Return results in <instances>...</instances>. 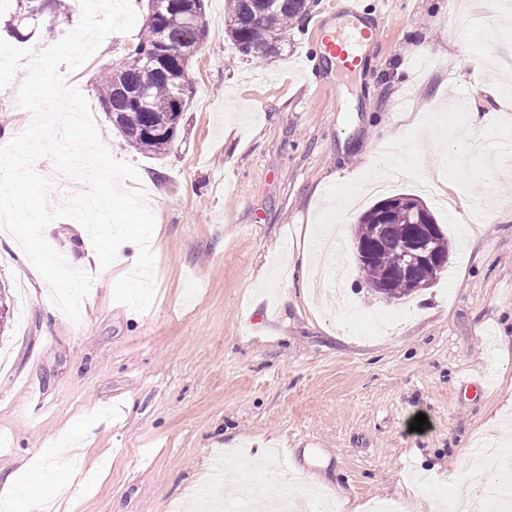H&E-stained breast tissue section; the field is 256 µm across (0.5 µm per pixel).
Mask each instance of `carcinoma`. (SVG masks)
<instances>
[{
  "mask_svg": "<svg viewBox=\"0 0 512 512\" xmlns=\"http://www.w3.org/2000/svg\"><path fill=\"white\" fill-rule=\"evenodd\" d=\"M21 19L38 20L45 13H65L74 7L76 0H16ZM192 3L205 8L204 0H173L167 10L158 15H146L138 42L125 54L120 70H111L100 79L99 101L112 126L126 139L130 147L140 154L158 157L171 148L172 139L152 136L151 129L162 128L168 120L174 98L183 95L189 101L193 93L189 70L193 57L206 35L186 18L183 4ZM314 6L312 0H226L225 26L227 35L236 52L247 58L263 59L279 52L286 41L288 27L301 22ZM170 45L172 55L166 66L147 67L145 51L156 46L158 37ZM185 75L187 91L180 87L173 76ZM146 87L147 103L136 105L126 92ZM419 200L409 195H399L391 200L392 208L388 223L391 235L399 239L408 225L417 219ZM375 208H370L358 218L355 239L369 237L370 224L374 223ZM398 265L394 248L375 253L359 264L366 281L376 283ZM439 273L430 269L416 278L392 279L390 292L398 297L409 296L415 291L433 284Z\"/></svg>",
  "mask_w": 512,
  "mask_h": 512,
  "instance_id": "cac0c4a2",
  "label": "carcinoma"
}]
</instances>
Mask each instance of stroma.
<instances>
[{
    "label": "stroma",
    "mask_w": 512,
    "mask_h": 512,
    "mask_svg": "<svg viewBox=\"0 0 512 512\" xmlns=\"http://www.w3.org/2000/svg\"><path fill=\"white\" fill-rule=\"evenodd\" d=\"M351 1L317 0L287 52L247 59L224 31V0H205L192 98L158 159L135 153L98 101L139 29L61 67L113 159L138 169L120 186L143 191L159 232L141 267L126 242L104 268L76 219L47 226L92 278L75 322L0 229L13 307L0 497L10 477L52 512H188L195 490L238 475L241 448L263 495L307 501L331 486L340 512H428V498L470 494L463 457L507 440L495 419L512 414V162L500 153L512 146V0H355L377 36L360 71L317 82L316 31H335ZM14 10L0 0V38L15 47L70 31L62 14L15 25ZM480 54L490 63L477 71ZM26 76L0 88V146L33 121L18 101ZM380 167L391 175L369 191ZM399 194L426 203L450 254L431 287L388 302L349 240L363 211ZM324 224L341 225L346 261L301 282L284 259L313 251ZM79 433L77 456L51 452Z\"/></svg>",
    "instance_id": "1"
}]
</instances>
